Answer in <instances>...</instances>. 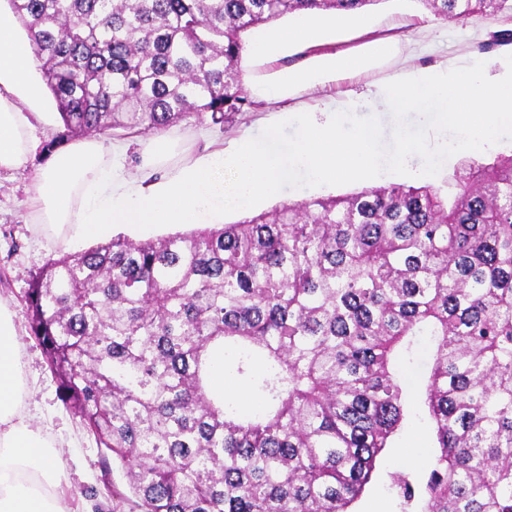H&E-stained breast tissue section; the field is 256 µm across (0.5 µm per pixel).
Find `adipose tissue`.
Listing matches in <instances>:
<instances>
[{"instance_id":"adipose-tissue-1","label":"adipose tissue","mask_w":512,"mask_h":512,"mask_svg":"<svg viewBox=\"0 0 512 512\" xmlns=\"http://www.w3.org/2000/svg\"><path fill=\"white\" fill-rule=\"evenodd\" d=\"M333 34V26L300 23L251 42L249 53L267 60L300 44L327 41ZM392 51L390 43L376 42L358 55H320L301 67L247 83L246 89L276 103L344 73L367 69ZM35 55L32 43L18 37L14 22L0 16V168L23 166L28 158L24 109L36 96L31 84ZM324 114V121H312L288 153H280L273 140L247 136L232 151L202 153L164 175L158 172V159L168 147L164 137L151 139L153 159L130 173L112 165L124 145L84 140L51 155L32 203L40 223L78 237H99L116 224H218L225 209L246 210L298 173L320 183L378 175L374 127L365 122L343 136L335 108H326ZM28 391L12 316L0 307V512H70L60 491L58 451L22 413Z\"/></svg>"}]
</instances>
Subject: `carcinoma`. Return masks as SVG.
Here are the masks:
<instances>
[{
    "label": "carcinoma",
    "mask_w": 512,
    "mask_h": 512,
    "mask_svg": "<svg viewBox=\"0 0 512 512\" xmlns=\"http://www.w3.org/2000/svg\"><path fill=\"white\" fill-rule=\"evenodd\" d=\"M379 0H9L64 127L222 125L254 106L243 36L302 10ZM512 22V0H420ZM64 400L116 471L112 512H349L409 418L433 434L416 512H512V157L444 193L389 184L234 224L117 236L51 258L26 296ZM256 398L212 383L226 352Z\"/></svg>",
    "instance_id": "1"
}]
</instances>
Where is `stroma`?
<instances>
[{
	"mask_svg": "<svg viewBox=\"0 0 512 512\" xmlns=\"http://www.w3.org/2000/svg\"><path fill=\"white\" fill-rule=\"evenodd\" d=\"M504 27V22L482 16L463 23L447 21L434 16L421 0H378L359 16H337L333 41L302 46L272 62L243 56L241 66L245 79L300 66L322 54H357L378 41L393 43L395 54L370 69L325 87L309 89L274 104L256 102L254 108L237 116L232 123L210 127L205 139L199 137V125L192 119L170 128L165 132L169 149L160 167L165 171L180 167L211 145L232 150L242 137H264L272 124L278 127V149L288 150L301 138L313 115L326 106H341L350 100L358 102V115L376 116L383 140H390L394 120L381 94L386 84L408 70L453 69L467 66L477 58L484 60L489 75H498L505 56L512 54V44L490 50L485 44L491 32ZM283 110L288 113L284 122L279 119ZM30 123L29 135L34 149L29 161L15 169L0 168V304L13 315L29 387L25 414L57 446L59 466L66 476L62 490L72 512H112V497L103 483L101 460L105 451L66 406L60 382L30 331L25 294L33 278L50 258L81 249L80 244L72 242L68 236L51 233L38 224L30 206L33 186L46 161L43 147L62 129L51 96H44L37 113L31 114ZM511 155L512 139L495 143L482 153L459 152L446 159L438 174L426 177L425 182L444 189L465 164L489 163L497 157ZM412 182V177L386 172L363 181L346 180L332 187H321L300 175L285 181L277 195L258 203L254 211L259 214L283 203L347 194L366 186ZM429 445L427 422L421 413H414L411 423L380 454L372 480L362 497L352 504V512H401L399 499L392 489V478L404 472L416 482L426 483L431 471Z\"/></svg>",
	"mask_w": 512,
	"mask_h": 512,
	"instance_id": "stroma-1",
	"label": "stroma"
}]
</instances>
